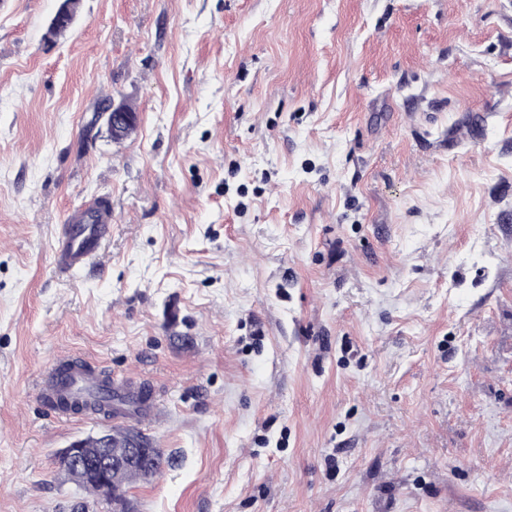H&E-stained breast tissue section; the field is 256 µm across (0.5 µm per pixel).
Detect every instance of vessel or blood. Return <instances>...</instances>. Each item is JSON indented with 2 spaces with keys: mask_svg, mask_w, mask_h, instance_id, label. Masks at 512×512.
I'll list each match as a JSON object with an SVG mask.
<instances>
[{
  "mask_svg": "<svg viewBox=\"0 0 512 512\" xmlns=\"http://www.w3.org/2000/svg\"><path fill=\"white\" fill-rule=\"evenodd\" d=\"M112 214L102 211L99 223L70 224L54 249L56 267L63 272L88 266L99 252L111 231ZM96 376L87 362L70 357L61 359L45 382L41 397L47 405H54L59 396L88 398L95 390Z\"/></svg>",
  "mask_w": 512,
  "mask_h": 512,
  "instance_id": "vessel-or-blood-1",
  "label": "vessel or blood"
}]
</instances>
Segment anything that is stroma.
<instances>
[{
	"instance_id": "stroma-1",
	"label": "stroma",
	"mask_w": 512,
	"mask_h": 512,
	"mask_svg": "<svg viewBox=\"0 0 512 512\" xmlns=\"http://www.w3.org/2000/svg\"><path fill=\"white\" fill-rule=\"evenodd\" d=\"M61 2L0 0V512L122 427L134 512H512V0ZM66 354L154 413L49 410ZM127 112L112 107L108 111L107 121L112 130L113 136H124L137 124V113L131 112L124 108ZM102 224H67L64 236L54 249L53 259L61 272L86 267L101 249L103 241L109 236L112 224V212L102 210ZM155 455L157 458V462H149L147 464L141 465L137 469L124 474L119 479V487L121 491V502L125 501L124 493L126 492V488L134 481L138 480H147L158 473L162 472L164 466L161 464V459L164 457L167 466H172L174 457L172 454L166 455L163 449L155 448Z\"/></svg>"
}]
</instances>
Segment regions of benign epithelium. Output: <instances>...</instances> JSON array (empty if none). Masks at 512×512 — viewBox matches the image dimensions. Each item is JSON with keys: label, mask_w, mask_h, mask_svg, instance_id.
<instances>
[{"label": "benign epithelium", "mask_w": 512, "mask_h": 512, "mask_svg": "<svg viewBox=\"0 0 512 512\" xmlns=\"http://www.w3.org/2000/svg\"><path fill=\"white\" fill-rule=\"evenodd\" d=\"M114 136H124L137 124V114L112 108L107 117ZM113 434L103 432L90 439L80 438L71 442L66 448V455L75 462L74 472L80 480L90 476L99 479L102 491L107 498L119 493L108 481V476L130 471L138 465L151 460L154 452L134 433L126 438L124 453H113Z\"/></svg>", "instance_id": "obj_1"}]
</instances>
